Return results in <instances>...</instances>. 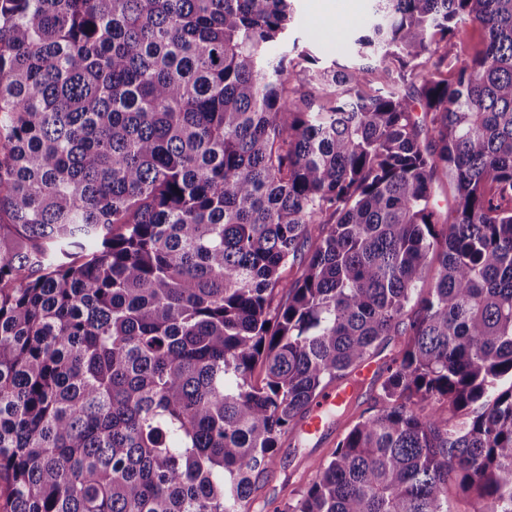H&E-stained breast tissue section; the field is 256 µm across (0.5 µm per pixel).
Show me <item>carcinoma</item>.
Segmentation results:
<instances>
[{"label":"carcinoma","mask_w":512,"mask_h":512,"mask_svg":"<svg viewBox=\"0 0 512 512\" xmlns=\"http://www.w3.org/2000/svg\"><path fill=\"white\" fill-rule=\"evenodd\" d=\"M292 14L0 0V512H249L386 336L284 512H512V0H372L330 67ZM484 33L478 25H467L459 34L461 59L467 60L483 48ZM379 375L371 383L359 386L351 406L333 420V433L326 444H317L313 436L284 437L275 451V464L260 480V489L249 512H281L291 493H298L316 475L315 464L329 458L338 439L359 420L374 412L381 382ZM342 414V415H341ZM354 390L348 385L331 386L324 390L310 408L309 417L305 423L304 431L308 435L321 437L328 428L329 422L324 419V413L336 406L344 404L353 396Z\"/></svg>","instance_id":"1"}]
</instances>
